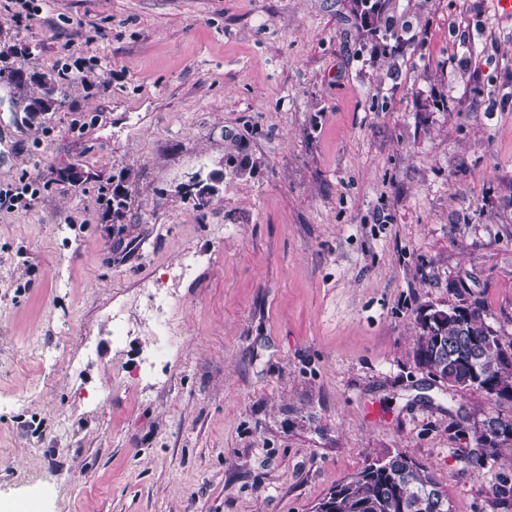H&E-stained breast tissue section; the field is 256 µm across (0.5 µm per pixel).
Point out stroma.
Wrapping results in <instances>:
<instances>
[{"label": "stroma", "instance_id": "stroma-1", "mask_svg": "<svg viewBox=\"0 0 512 512\" xmlns=\"http://www.w3.org/2000/svg\"><path fill=\"white\" fill-rule=\"evenodd\" d=\"M30 0L0 15V502L313 512L365 462L500 512L469 424L512 402L419 366L427 305L512 336V17L492 0ZM55 77L31 119L16 70ZM64 168L84 182H61ZM221 171L206 208L179 188ZM128 192L114 228L105 199ZM193 278L175 270L185 254ZM180 348L112 327L154 287ZM380 0H354L356 16L359 15L360 21L364 27H369L368 32L376 35L381 27L386 26L383 21L381 9L379 8Z\"/></svg>", "mask_w": 512, "mask_h": 512}]
</instances>
